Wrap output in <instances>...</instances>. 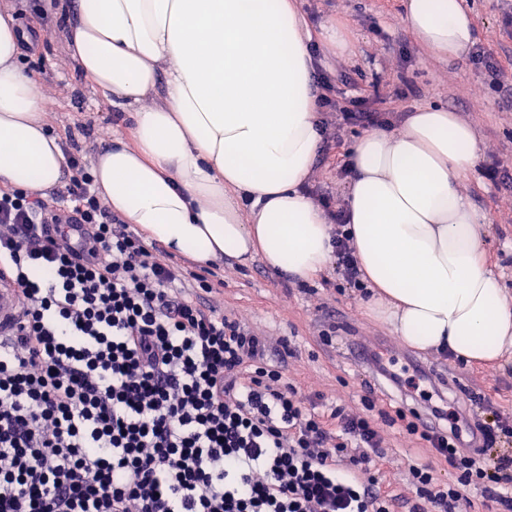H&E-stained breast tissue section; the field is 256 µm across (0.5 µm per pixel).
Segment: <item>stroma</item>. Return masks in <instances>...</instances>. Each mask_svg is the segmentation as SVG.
<instances>
[{
    "label": "stroma",
    "mask_w": 512,
    "mask_h": 512,
    "mask_svg": "<svg viewBox=\"0 0 512 512\" xmlns=\"http://www.w3.org/2000/svg\"><path fill=\"white\" fill-rule=\"evenodd\" d=\"M298 5L312 32L336 26L345 32L343 46L314 49L315 70L332 77L337 100L378 112L394 135L402 131L405 116L414 108L441 104L476 132L481 168L512 154V102L498 99L487 86L484 68L470 58L443 59L420 46L406 24L401 0H298ZM467 5L478 28L477 45L499 59L503 80L512 82V26L503 22L500 0H467ZM23 61L37 79L36 90L54 131L65 134L77 123L87 128V136L79 140L85 160H92L115 137L126 135L127 114L86 83L71 60L63 30L38 42ZM363 133L352 124L341 126L328 149L317 154L310 191L347 199L352 176L349 151ZM459 190L489 221L492 260L512 297V193L498 189L480 171L461 179ZM177 263L186 277L207 278L217 290L213 302L224 314L264 336L273 349H290L283 379L303 397L324 395L326 402L368 414L380 425L383 468L394 493L414 498L408 464L416 458L429 462L439 482H454L455 474L445 461L424 453L418 438L407 435L400 425L385 424V415L396 411L398 393L380 386L377 363L361 366L348 361L343 340H360L368 353L399 369L423 366L426 373L416 376V383L430 390L447 386L451 408L468 425L488 422L496 410L512 411V355L498 365L467 366L411 349L390 325L369 316L359 291L340 287L334 270L303 287L258 259L243 265L227 258L201 267L181 257ZM331 324L337 337L327 343L322 332ZM367 394L373 398L369 411L362 404Z\"/></svg>",
    "instance_id": "obj_1"
}]
</instances>
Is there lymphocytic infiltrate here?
I'll use <instances>...</instances> for the list:
<instances>
[{"instance_id":"lymphocytic-infiltrate-1","label":"lymphocytic infiltrate","mask_w":512,"mask_h":512,"mask_svg":"<svg viewBox=\"0 0 512 512\" xmlns=\"http://www.w3.org/2000/svg\"><path fill=\"white\" fill-rule=\"evenodd\" d=\"M317 105L361 127L318 75ZM53 202L0 186V279L19 291L17 334L0 342V512H461L481 489L512 512V413L481 426L488 460L462 450L460 418L397 411L457 475L411 464L409 500L371 477L384 439L368 418L304 402L264 337L213 304L113 216L82 157ZM336 272L359 286L343 201L320 195ZM42 270L33 278L34 270Z\"/></svg>"}]
</instances>
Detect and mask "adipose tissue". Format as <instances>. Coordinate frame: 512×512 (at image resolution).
I'll use <instances>...</instances> for the list:
<instances>
[{"mask_svg":"<svg viewBox=\"0 0 512 512\" xmlns=\"http://www.w3.org/2000/svg\"><path fill=\"white\" fill-rule=\"evenodd\" d=\"M69 44L90 87L131 119L91 173L114 214L168 252L206 265L261 259L302 282L332 261V227L306 193L320 144L312 36L297 0H77ZM412 35L469 52L463 0H403ZM0 14V186L46 196L65 157ZM155 105L145 108V98ZM353 247L368 310L407 346L492 364L512 352V300L489 264L488 220L457 189L479 150L442 105L350 152ZM249 218H242V206Z\"/></svg>","mask_w":512,"mask_h":512,"instance_id":"1","label":"adipose tissue"}]
</instances>
